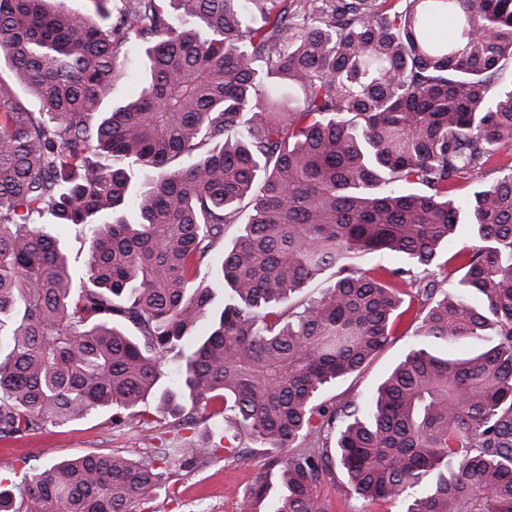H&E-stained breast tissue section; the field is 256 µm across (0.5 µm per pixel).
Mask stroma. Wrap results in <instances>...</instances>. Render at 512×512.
Wrapping results in <instances>:
<instances>
[{
    "mask_svg": "<svg viewBox=\"0 0 512 512\" xmlns=\"http://www.w3.org/2000/svg\"><path fill=\"white\" fill-rule=\"evenodd\" d=\"M415 330L411 320H403L396 336L360 371L331 385L326 401L356 399L374 389L403 357ZM149 428L129 425L118 429L109 425V411L76 420L63 426L16 437H0V482L19 480L23 473L41 470L55 462L89 453L122 452L140 458L150 448H190L204 444L223 446L222 432L200 424L192 429L175 427L171 417L161 415L154 400H147ZM265 456L255 453L243 465H228L223 459L196 469L166 475L163 486L149 505L151 512H241L242 498L256 476L265 469ZM321 496L330 501L332 512H399L396 504L368 502L358 498L346 478L320 484Z\"/></svg>",
    "mask_w": 512,
    "mask_h": 512,
    "instance_id": "35a3bbf8",
    "label": "stroma"
}]
</instances>
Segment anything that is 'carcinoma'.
Segmentation results:
<instances>
[{
	"mask_svg": "<svg viewBox=\"0 0 512 512\" xmlns=\"http://www.w3.org/2000/svg\"><path fill=\"white\" fill-rule=\"evenodd\" d=\"M89 2L0 0V60L41 106L0 77V437L105 408L142 424L149 397L195 426L221 400L224 462L249 459L242 437L267 459L242 512H330L338 468L400 512H512V0ZM135 48L138 92L114 106ZM45 212L84 233L82 276L31 221ZM376 252L403 264L362 268ZM449 254L444 295L417 274ZM406 316L376 388L319 403ZM216 452L65 460L0 486V512H134Z\"/></svg>",
	"mask_w": 512,
	"mask_h": 512,
	"instance_id": "1",
	"label": "carcinoma"
}]
</instances>
